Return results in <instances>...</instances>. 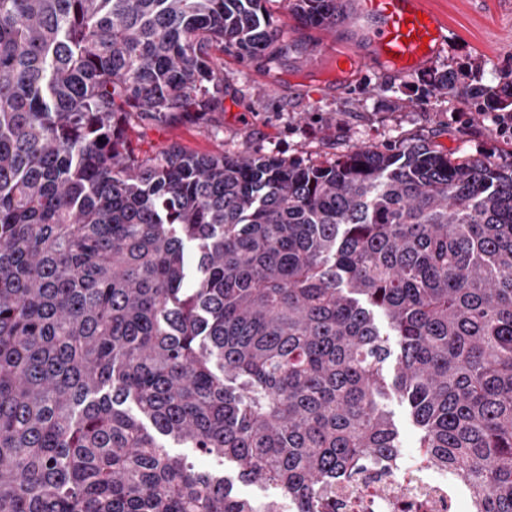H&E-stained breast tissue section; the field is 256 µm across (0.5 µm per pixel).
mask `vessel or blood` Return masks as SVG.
Here are the masks:
<instances>
[{
  "label": "vessel or blood",
  "instance_id": "b4317fda",
  "mask_svg": "<svg viewBox=\"0 0 512 512\" xmlns=\"http://www.w3.org/2000/svg\"><path fill=\"white\" fill-rule=\"evenodd\" d=\"M359 10L375 51L365 57V68L384 59L392 63L393 76L403 78L436 59L446 33L426 0H359Z\"/></svg>",
  "mask_w": 512,
  "mask_h": 512
}]
</instances>
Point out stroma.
<instances>
[{"label":"stroma","instance_id":"1","mask_svg":"<svg viewBox=\"0 0 512 512\" xmlns=\"http://www.w3.org/2000/svg\"><path fill=\"white\" fill-rule=\"evenodd\" d=\"M448 26V43L433 70L479 73L483 83L512 93V0H429ZM268 8L290 43L288 54L248 62L224 53V111L212 128L183 120L157 130L129 127L134 147L160 143L198 153L249 149L314 164L335 161L363 145L425 141L456 156L512 160V139L497 135L489 112L455 99L425 97L429 73L395 79L389 70L341 72L318 51L320 30L288 15L282 0ZM432 70V71H433Z\"/></svg>","mask_w":512,"mask_h":512}]
</instances>
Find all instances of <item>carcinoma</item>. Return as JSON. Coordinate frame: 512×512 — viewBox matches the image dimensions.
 Masks as SVG:
<instances>
[{
    "mask_svg": "<svg viewBox=\"0 0 512 512\" xmlns=\"http://www.w3.org/2000/svg\"><path fill=\"white\" fill-rule=\"evenodd\" d=\"M268 2L0 0V512H256L159 436L336 512L398 456L391 391L477 512H512V163L126 138L224 111L214 51L288 53ZM350 2L286 10L327 30ZM427 89L512 113L476 76Z\"/></svg>",
    "mask_w": 512,
    "mask_h": 512,
    "instance_id": "obj_1",
    "label": "carcinoma"
}]
</instances>
